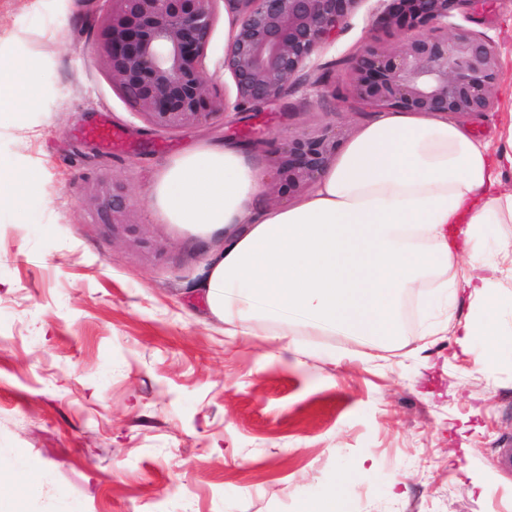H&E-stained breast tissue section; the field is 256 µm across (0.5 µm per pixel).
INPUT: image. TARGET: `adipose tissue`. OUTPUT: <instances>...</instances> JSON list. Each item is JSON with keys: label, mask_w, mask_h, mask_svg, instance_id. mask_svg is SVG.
I'll return each mask as SVG.
<instances>
[{"label": "adipose tissue", "mask_w": 512, "mask_h": 512, "mask_svg": "<svg viewBox=\"0 0 512 512\" xmlns=\"http://www.w3.org/2000/svg\"><path fill=\"white\" fill-rule=\"evenodd\" d=\"M41 73L24 60H0V116L36 100ZM512 154L491 157L464 128L418 123L398 112L364 127L293 207L255 212L263 169L237 144L182 152L154 196L170 223L198 232L226 231L205 288L217 318L234 335L254 336L245 295L273 313L315 328L382 343L400 334L399 294L438 280L437 298L468 292L477 321L454 324L456 341L493 333L498 282L479 276L480 242L489 224L512 223V192L500 187ZM469 268L456 270L459 254Z\"/></svg>", "instance_id": "ef3b65f1"}]
</instances>
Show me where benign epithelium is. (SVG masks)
I'll list each match as a JSON object with an SVG mask.
<instances>
[{
	"instance_id": "benign-epithelium-1",
	"label": "benign epithelium",
	"mask_w": 512,
	"mask_h": 512,
	"mask_svg": "<svg viewBox=\"0 0 512 512\" xmlns=\"http://www.w3.org/2000/svg\"><path fill=\"white\" fill-rule=\"evenodd\" d=\"M226 3L240 24L224 52L236 100L213 95L202 78L215 22ZM97 58L112 83L149 125L176 131L223 118L230 109L276 104L289 81L336 37L360 0H108ZM384 27L410 34L394 50L368 48L349 74L346 93L378 110L469 118L490 112L501 71L491 40L455 13L475 0H381ZM349 136L328 124L290 135L272 159L271 194L299 195L314 185ZM108 208L112 229L132 231L134 205L118 180L85 195Z\"/></svg>"
}]
</instances>
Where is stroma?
Wrapping results in <instances>:
<instances>
[{"instance_id": "35a3bbf8", "label": "stroma", "mask_w": 512, "mask_h": 512, "mask_svg": "<svg viewBox=\"0 0 512 512\" xmlns=\"http://www.w3.org/2000/svg\"><path fill=\"white\" fill-rule=\"evenodd\" d=\"M107 0H0V57L41 65L38 108L0 123L15 175L40 176L19 204H0V507L6 512H307L342 480L355 512H512V288L496 325L501 355L481 341L457 352L430 341L420 309L399 303L402 334L374 348L293 316L258 319L229 341L202 288L223 235L169 223L154 189L171 158L206 143L241 144L267 167L288 134L329 123L357 132L378 110L345 94L369 45L403 33L361 0L348 25L288 84L284 103L178 131L147 125L94 58ZM489 37L502 68L495 108L463 120L490 153L512 123V0L456 15ZM216 16L202 76L234 100ZM327 75L335 95L313 87ZM110 114L136 150L114 154L80 136ZM123 182L146 237L127 247L100 210V180ZM293 334L303 364L269 357L263 334Z\"/></svg>"}]
</instances>
